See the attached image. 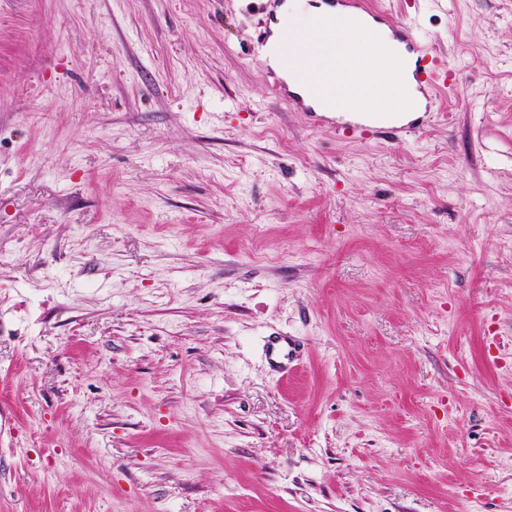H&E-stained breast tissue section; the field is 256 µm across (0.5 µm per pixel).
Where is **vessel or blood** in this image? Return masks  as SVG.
<instances>
[{
	"label": "vessel or blood",
	"mask_w": 512,
	"mask_h": 512,
	"mask_svg": "<svg viewBox=\"0 0 512 512\" xmlns=\"http://www.w3.org/2000/svg\"><path fill=\"white\" fill-rule=\"evenodd\" d=\"M331 13L322 17L320 25L330 28L333 17L343 16L353 25L366 21H379L380 13L369 0H324ZM413 22L398 27H386L378 30L379 41L393 40L402 44L411 56V76L416 86L415 94L403 97L397 108L396 116L390 120L379 119L371 102L356 100L350 102L347 110L349 121L340 127L345 137L378 138L390 141L400 140L401 136L423 128L434 116L433 104L441 97L450 94L454 85L448 80V65L431 47L419 40L413 32ZM291 46L304 43L302 33L293 28L283 27L278 32L263 30L259 38L261 48H268L271 38ZM383 61L348 67L349 78L358 82H377L384 75ZM272 89L275 95L286 102L289 108L304 113L314 125L326 123L327 113L336 111V98L329 89V83L336 77L335 71L326 70L318 54H311L308 61H298L293 54L281 55L276 69L271 72ZM294 347L287 338L269 339L265 355L269 362L279 370L287 369L293 358Z\"/></svg>",
	"instance_id": "vessel-or-blood-1"
}]
</instances>
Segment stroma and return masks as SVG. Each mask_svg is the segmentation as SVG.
Masks as SVG:
<instances>
[{"label": "stroma", "mask_w": 512, "mask_h": 512, "mask_svg": "<svg viewBox=\"0 0 512 512\" xmlns=\"http://www.w3.org/2000/svg\"><path fill=\"white\" fill-rule=\"evenodd\" d=\"M419 9L391 142L260 0H0V512H512V0ZM290 0L288 12L279 14V23L288 21V25L298 27L311 35L318 32L313 21L323 14L327 7L332 10L330 16H322L319 25L322 32L328 34L336 16H343L354 25L364 21H373L386 28L377 30V38L384 42L391 39L402 44L411 56V76L416 86V94L402 98L401 88L395 77H387L374 86L356 85L343 80L336 85V97L329 89V81L336 80V69L327 71L322 59L311 53L308 61L299 62L292 53L279 57L276 69L269 72L273 78L272 89L275 95L286 102L295 112H303L314 125L321 126L329 122L319 112H336V100L346 105L356 97L371 98L377 112H392L397 107L395 118L381 120L371 102L356 100L347 104L351 119L338 128L351 139L383 137L397 141L408 132L419 131L434 117L433 103L441 97L450 95L454 84L448 81V64L436 55L431 47L419 40L414 32L415 17L394 28L380 18L381 11L375 10L366 0ZM340 28L343 52L352 61L360 62L376 57L379 44L375 37V27L366 23L359 27H350L336 23ZM295 76L306 88L307 94L318 104L316 109L300 94L289 89L286 77ZM402 98V103L397 106ZM293 351L294 347L288 338L274 337L268 340L265 355L276 369L284 371L293 359Z\"/></svg>", "instance_id": "stroma-1"}]
</instances>
